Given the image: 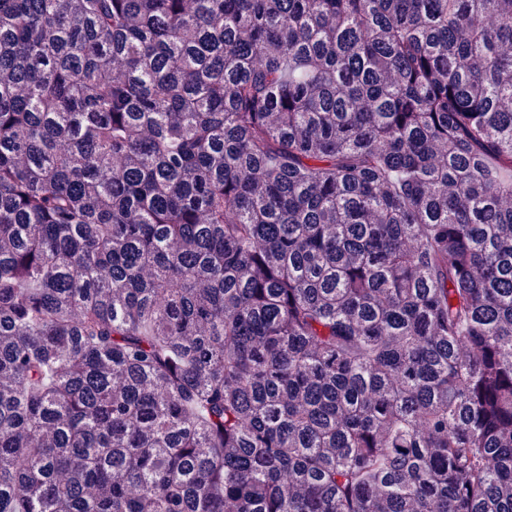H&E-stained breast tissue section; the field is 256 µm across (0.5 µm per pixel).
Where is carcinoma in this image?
<instances>
[{
  "label": "carcinoma",
  "instance_id": "cac0c4a2",
  "mask_svg": "<svg viewBox=\"0 0 512 512\" xmlns=\"http://www.w3.org/2000/svg\"><path fill=\"white\" fill-rule=\"evenodd\" d=\"M512 512V0H0V512Z\"/></svg>",
  "mask_w": 512,
  "mask_h": 512
}]
</instances>
